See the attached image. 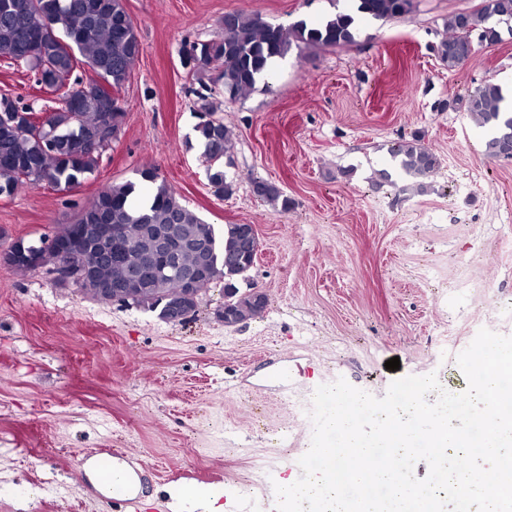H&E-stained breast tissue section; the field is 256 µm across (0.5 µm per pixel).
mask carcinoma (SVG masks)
Here are the masks:
<instances>
[{
	"label": "carcinoma",
	"instance_id": "obj_1",
	"mask_svg": "<svg viewBox=\"0 0 512 512\" xmlns=\"http://www.w3.org/2000/svg\"><path fill=\"white\" fill-rule=\"evenodd\" d=\"M410 8L411 0H355L352 7L318 24L299 20L287 28L260 13L229 12L224 15L220 35L183 45L182 62L195 72L221 63L216 81L233 100L267 79L271 61L285 58L292 49L349 46L356 41L360 18L396 19ZM494 19L512 22V0H482L475 11L448 17L447 32L438 46L441 61L450 69L463 65L462 51L476 31L482 41L490 45L498 42L499 31L491 24ZM0 52L34 70L38 85L60 100L49 112L20 104L10 112H0V197L11 196L22 185L48 184L68 190L79 187L110 144L98 139L102 126L123 124L125 112L112 108V98L121 93L141 52L124 0H0ZM503 101L501 86L490 81L465 100L472 119L491 130L485 141V154L490 158L503 153L504 121L512 119V113L504 111ZM196 131L211 162L210 184L215 193L230 194L232 184L221 162L232 149V132L215 119L201 122ZM389 155L395 172L412 179L421 192L439 166L437 156L416 138L392 144ZM136 175L134 181L100 191L73 223L34 242L14 241L13 267L26 272L56 261H79L91 272L80 287H118L123 265L145 260L137 246L118 254L93 250L67 258L55 255L47 245L50 240L67 238L73 246L99 224L117 231L127 224L125 233L130 235L134 234L133 224H175L190 229L207 242L208 260L198 284L204 293L221 281L226 289L234 287L233 280L253 267L257 252L241 241L239 225L217 229L205 223L180 202L154 167L138 169ZM138 186L153 189L147 208L132 203V192ZM255 189L268 201L288 208V197L276 185L258 181Z\"/></svg>",
	"mask_w": 512,
	"mask_h": 512
}]
</instances>
